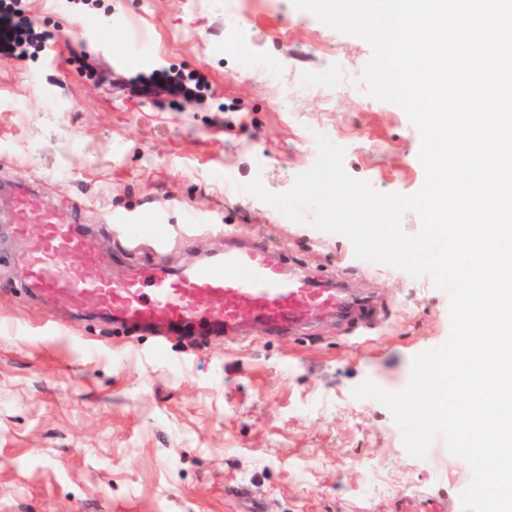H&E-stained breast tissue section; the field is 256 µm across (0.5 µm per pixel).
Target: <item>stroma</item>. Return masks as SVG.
Masks as SVG:
<instances>
[{
	"label": "stroma",
	"mask_w": 512,
	"mask_h": 512,
	"mask_svg": "<svg viewBox=\"0 0 512 512\" xmlns=\"http://www.w3.org/2000/svg\"><path fill=\"white\" fill-rule=\"evenodd\" d=\"M42 43L0 53V180L74 210L127 271H172L223 252L218 224L262 238L297 272L333 278L374 304L348 318L251 329L156 351L97 313L29 297L0 223V512H464L472 474L435 438L411 457L369 380L397 393L415 357L450 334L451 297L429 277L356 258L351 242L284 220L237 191H288L318 155L308 128L345 150L350 176L410 195L425 181L418 130L366 94L369 44L294 0H20ZM273 71H266L270 61ZM343 64L356 92L309 73ZM200 90L174 96L180 79ZM193 210L202 223L184 221ZM141 230L131 247L122 225ZM377 462L376 474L356 466Z\"/></svg>",
	"instance_id": "1"
}]
</instances>
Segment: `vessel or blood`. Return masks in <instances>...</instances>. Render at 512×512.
Wrapping results in <instances>:
<instances>
[{
	"instance_id": "1",
	"label": "vessel or blood",
	"mask_w": 512,
	"mask_h": 512,
	"mask_svg": "<svg viewBox=\"0 0 512 512\" xmlns=\"http://www.w3.org/2000/svg\"><path fill=\"white\" fill-rule=\"evenodd\" d=\"M28 187L12 194L10 220L27 244L18 262L27 291L73 309L91 307L109 314L124 333L150 332L158 341L207 322L225 335L243 326L294 330L337 317L354 304L335 282L316 283L279 258L268 242L225 246L218 258L173 273L158 263L136 274L103 261L88 241L87 228L49 207H34ZM37 234H29L30 226Z\"/></svg>"
}]
</instances>
